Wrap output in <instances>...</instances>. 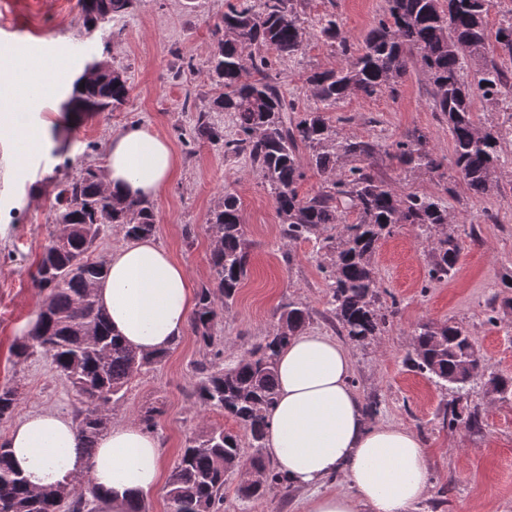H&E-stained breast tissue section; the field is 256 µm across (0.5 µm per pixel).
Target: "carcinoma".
Masks as SVG:
<instances>
[{"mask_svg":"<svg viewBox=\"0 0 512 512\" xmlns=\"http://www.w3.org/2000/svg\"><path fill=\"white\" fill-rule=\"evenodd\" d=\"M77 5L83 25L95 28L127 13L133 0H77ZM488 12L489 0H387L384 17L365 33L355 54L336 16H323L320 33L349 59L336 70L306 77L304 93L314 107L294 117L288 113L297 108L281 91L270 55L295 57L305 50L307 26L298 0H236L216 25L208 73L224 92L214 107L233 114L235 125V137L224 141V152L248 158L273 198L288 238H322L332 280L327 317L354 341L380 334L396 312V306L383 305L373 266L381 241L396 225L411 224L427 233L431 280L448 277L460 245L448 234L454 217L442 197L406 192L372 169L371 159L382 151L410 169L441 170L443 162L427 147L426 136L414 134L390 145L359 140L344 135L329 112L353 97L394 91L418 69L431 86L433 109L448 121L458 178L476 195L494 192L505 173L501 152L509 133L501 125L477 124L473 101L480 97L495 104L512 94V72L486 59L493 41L512 60V22L493 31ZM468 60L475 64L470 81L463 73ZM129 91L124 78L88 82L82 75L72 85L67 112L81 122L123 105ZM302 148L308 152L305 159ZM307 167L323 174L325 182L315 194L302 196L299 185ZM104 185L103 173L95 167L56 183L59 228L32 274L44 300L32 327L13 346L18 358L44 354L68 380L81 404L76 429L89 458L109 429L128 381L167 356L124 343L112 333L108 314L96 299L94 288L105 278V264L95 255L104 229L113 226L131 240L150 238L157 229L147 201L106 195ZM205 232L211 240L213 278L197 292L189 323L211 357L196 365L193 398L203 407L222 410L245 431L256 453L245 458L239 435L221 428L187 440L167 484L170 512H222L224 484L234 475L240 477L243 498H259L272 484L289 488L266 462L263 448L277 399V357L311 318L302 303L282 306L273 331L224 364L215 327L220 307L233 303L250 258L241 202L232 190H225L210 210ZM413 336L407 357L411 367L454 393L443 423L481 429L478 407L458 411L470 396V365L481 362L468 330L452 321H426L416 325ZM17 401L14 388H0V421L12 417ZM64 488L32 487L13 468L7 442L0 443V512H89L90 500L99 497V488L90 482L77 495L64 493Z\"/></svg>","mask_w":512,"mask_h":512,"instance_id":"obj_1","label":"carcinoma"}]
</instances>
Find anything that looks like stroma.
<instances>
[{
	"mask_svg": "<svg viewBox=\"0 0 512 512\" xmlns=\"http://www.w3.org/2000/svg\"><path fill=\"white\" fill-rule=\"evenodd\" d=\"M230 2L135 0L125 16L88 31L77 0H0V49L17 52L47 74L60 62L68 70L53 101L44 106H25L24 92L16 94L22 102L18 119L48 126L42 152L26 165H16L9 134L0 131V385L14 386L18 395L12 419L0 422V439L28 414L50 411L69 418L78 404L45 355L18 359L11 345L30 329L42 300L32 273L55 229V179L88 166L106 168L105 144L112 134L139 125L166 138L180 159L178 174L152 202L154 240L185 266L193 288L212 278L207 213L225 190L240 199L252 248L248 275L216 327L225 362L272 332L281 304L306 303L312 311L309 330L339 338L348 349L351 385L361 403L378 401L371 423L408 426L424 441L430 489L416 512H512V400L490 399L484 387L490 375L512 376V310L498 298L504 277L512 274V173L504 176L498 193L487 197L474 195L456 178L448 124L433 112L421 74H411L397 93L382 91L339 106L335 115L345 135L387 143L417 130L426 135L429 147L444 160L442 174L403 168L385 154L374 157L373 168L405 190L445 198L455 218L448 231L461 246L448 278L432 281L424 235L417 227L397 225L374 256L382 300L396 304L393 321L383 335L362 343L343 336L339 325L323 315L330 280L321 241L288 239L274 201L248 159L224 152V141L235 128L226 113L215 111L213 101L221 89L206 70L215 45L214 25ZM301 8L309 23L307 47L302 55L280 59L275 73L282 92L307 109L312 105L303 89L307 74L346 62L321 36L318 19L335 12L357 47L383 17L386 0H302ZM94 61L121 71L130 95L119 110L75 125L65 111L71 81ZM202 113L213 134L199 129ZM427 320L461 323L483 356L470 397L484 415L481 430L443 424L451 393L405 362L415 325ZM205 355L193 332H185L161 364L132 377L112 412L118 425L138 422L148 405L161 407L153 435L168 472L189 437L205 428H236L221 410L200 407L191 397L194 368ZM237 488V479L225 484L224 512H307V501L315 494L311 488L286 494L274 485L262 497L247 500Z\"/></svg>",
	"mask_w": 512,
	"mask_h": 512,
	"instance_id": "35a3bbf8",
	"label": "stroma"
}]
</instances>
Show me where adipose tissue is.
Returning a JSON list of instances; mask_svg holds the SVG:
<instances>
[{"instance_id": "ef3b65f1", "label": "adipose tissue", "mask_w": 512, "mask_h": 512, "mask_svg": "<svg viewBox=\"0 0 512 512\" xmlns=\"http://www.w3.org/2000/svg\"><path fill=\"white\" fill-rule=\"evenodd\" d=\"M105 154L108 185L122 197L155 199L178 169L170 143L139 126L114 133ZM104 262L97 295L114 333L140 351L172 347L195 303L184 266L149 239L107 253ZM351 373V356L337 339L293 336L278 358L266 446L293 486L343 478L345 489L314 498L308 512H414L429 488L426 447L406 426L368 423ZM7 441L14 468L33 486L90 470L100 489L96 512H125L130 497L151 495L162 477L158 441L133 424L105 432L90 461L74 424L52 412L26 416Z\"/></svg>"}]
</instances>
